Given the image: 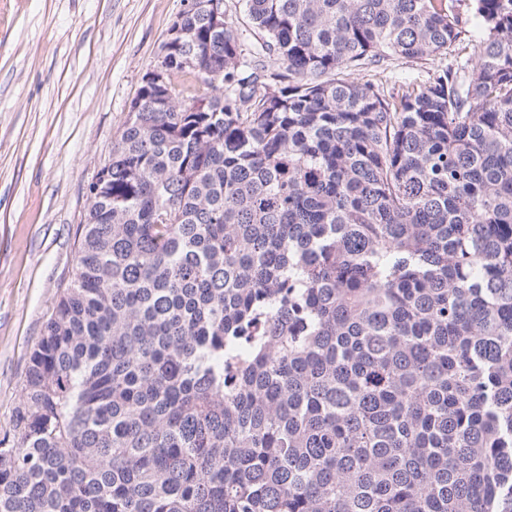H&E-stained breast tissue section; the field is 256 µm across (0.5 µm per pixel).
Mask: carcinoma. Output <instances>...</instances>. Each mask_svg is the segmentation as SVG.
<instances>
[{"label":"carcinoma","mask_w":512,"mask_h":512,"mask_svg":"<svg viewBox=\"0 0 512 512\" xmlns=\"http://www.w3.org/2000/svg\"><path fill=\"white\" fill-rule=\"evenodd\" d=\"M190 0L90 184L0 512H512V0ZM227 10L226 14H224L220 11L221 6L223 5V1H214L213 7H214V14L218 16L224 17L225 21L227 22L228 26H231L234 30H237L239 35L245 40V42H248L250 45V34H249V28L246 24L247 20L245 19L243 13L238 9H235V5H237V0H224ZM247 30V31H246ZM467 59L468 55H458V50L450 47L448 53L441 52L433 54L428 56L427 60L423 61V63H413L412 66L411 63L404 64L405 62L395 61V63L387 67L384 73L376 74L374 71H361L357 72L355 77L362 82L379 79L384 81L385 79L388 87L397 89L404 81L422 79L427 75L428 71L432 72L447 66L454 68H463L465 66L467 67L465 70L468 71L472 68L474 61H468L467 64Z\"/></svg>","instance_id":"carcinoma-1"}]
</instances>
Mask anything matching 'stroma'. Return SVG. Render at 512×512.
Wrapping results in <instances>:
<instances>
[{"label": "stroma", "mask_w": 512, "mask_h": 512, "mask_svg": "<svg viewBox=\"0 0 512 512\" xmlns=\"http://www.w3.org/2000/svg\"><path fill=\"white\" fill-rule=\"evenodd\" d=\"M183 0H0V435L12 431L28 360L70 282L88 186ZM409 65L389 87L445 67Z\"/></svg>", "instance_id": "obj_1"}]
</instances>
